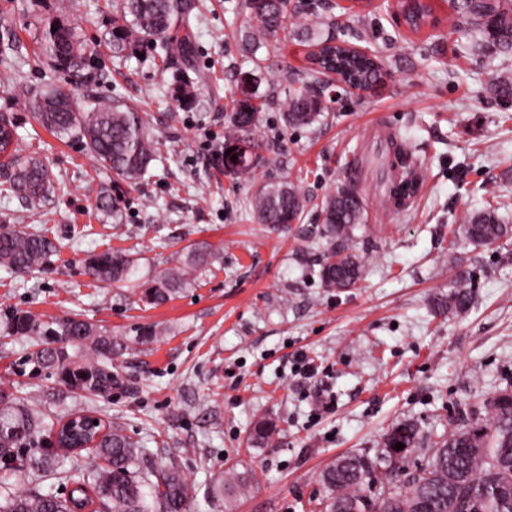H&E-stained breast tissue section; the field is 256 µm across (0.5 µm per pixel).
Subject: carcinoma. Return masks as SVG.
Returning <instances> with one entry per match:
<instances>
[{"label":"carcinoma","mask_w":512,"mask_h":512,"mask_svg":"<svg viewBox=\"0 0 512 512\" xmlns=\"http://www.w3.org/2000/svg\"><path fill=\"white\" fill-rule=\"evenodd\" d=\"M194 0H116L112 14V53L120 56L133 43L145 44L165 67L191 57L194 43L191 13ZM253 34L260 38L291 32L304 33L301 17L288 13V0H245ZM406 22L417 30L432 19L426 0H403ZM448 20H465L481 41L501 52L512 51V0H464L452 6ZM37 54L61 72L78 73L86 67V46L79 27L61 16L50 20L37 38ZM346 73L364 83H375L379 69L365 57L340 45L323 48L313 68L292 82L285 122L308 126L327 111L326 72ZM34 119L56 136L68 138L123 180L145 176L162 160L161 143L139 108L119 100L88 94L77 97L57 87L30 95ZM260 106L245 96L235 107L225 147L254 140ZM0 165L12 171V193L30 208H39L57 187L47 165L34 155H24L18 145L12 116L0 113ZM261 224L284 225L300 218L304 199L291 181L266 183L252 200ZM322 224L335 239L320 263L319 277L328 288H353L362 279L363 266L351 239L356 225L366 222L361 195L353 185L330 194L321 208ZM466 239L491 245L512 239V226L502 222L492 205L471 214L463 225ZM56 252L54 242L42 233L0 227V267L26 275L46 264ZM218 259L212 249L192 247L177 264L143 284V295L153 305L166 302L180 288L193 284L194 273ZM86 274L103 284L128 281L136 273L135 260L123 251L107 250L84 260ZM475 276L459 274L448 299L437 303L441 314H457L472 302ZM4 334L26 337L29 349L21 370L39 377L54 373L71 392L104 396L117 379L112 357L128 349V340L75 317L43 323L15 313L7 317ZM86 410L68 407L48 422L26 398L0 389V460L24 486L14 491L0 486V512H74L71 495L88 504L112 505V512H186L195 494L173 458L153 461L119 423L102 425L103 433L91 448L96 463L79 465L70 454L41 447V437L62 421ZM405 432L406 451L394 463L388 448L390 431L382 436L376 457L347 454L330 462L320 475L323 495L318 512H512V390L498 391L484 402L483 411L460 420L448 432L425 437L412 421L398 422L391 431ZM278 433L273 422H257L251 441L265 443ZM255 482L249 471L236 465L225 468L208 490L224 500V512ZM72 486V494L58 489Z\"/></svg>","instance_id":"carcinoma-1"}]
</instances>
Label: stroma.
Listing matches in <instances>:
<instances>
[{
  "mask_svg": "<svg viewBox=\"0 0 512 512\" xmlns=\"http://www.w3.org/2000/svg\"><path fill=\"white\" fill-rule=\"evenodd\" d=\"M429 2L441 24L414 32L399 24L397 0H289L314 39L369 48L389 74L373 91L340 97L312 125L289 127L288 79L308 71L311 46L283 35L252 48L244 0H205L191 21L195 56L167 70L146 46L113 58L110 0H69L87 43L79 75L33 53L59 0H0V43L11 44L0 56V113L14 117L22 152L45 160L61 182L36 211L0 174V225L40 230L57 246L48 265L26 276L0 269V322L11 311L44 321L75 316L128 338L157 327L152 343L114 356L118 388L78 403L124 422L150 452L175 456L199 490L190 512H224L203 492L232 464L257 480L235 512H312L323 493L319 474L336 456L375 455L404 419L425 431L451 428L466 404L512 386V245L475 246L452 234L492 190L512 224V100L494 89L500 72H512V53L475 46L448 28V0ZM184 84L196 101L183 110L172 90ZM48 86L151 112L164 161L133 185L114 176L35 121L25 93ZM246 92L264 109L254 167L241 177L210 155ZM389 133L420 161L419 191L406 208L368 210L354 230L361 281L324 287L319 262L329 240L319 205L354 169L362 198L381 200ZM285 180L299 185L305 209L299 223L275 230L258 222L251 199L260 185ZM106 194L119 200V219L97 209ZM195 245L220 259L167 303L143 304L140 283ZM109 249L135 258V282L107 286L86 275L83 259ZM463 268L478 277L472 304L441 316L436 303ZM28 346L0 339V384L45 412L57 380L11 372ZM301 353L315 377L298 373ZM319 387L333 393L331 411H316ZM262 418L280 434L250 443Z\"/></svg>",
  "mask_w": 512,
  "mask_h": 512,
  "instance_id": "stroma-1",
  "label": "stroma"
}]
</instances>
